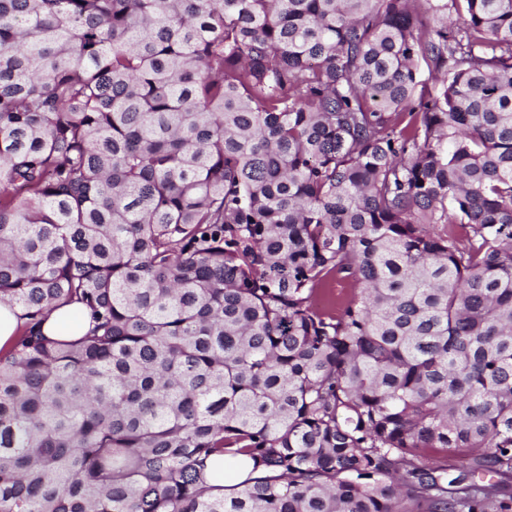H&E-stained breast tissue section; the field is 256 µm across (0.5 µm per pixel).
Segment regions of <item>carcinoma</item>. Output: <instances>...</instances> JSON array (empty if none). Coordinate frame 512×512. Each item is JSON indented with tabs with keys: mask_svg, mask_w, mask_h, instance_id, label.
Listing matches in <instances>:
<instances>
[{
	"mask_svg": "<svg viewBox=\"0 0 512 512\" xmlns=\"http://www.w3.org/2000/svg\"><path fill=\"white\" fill-rule=\"evenodd\" d=\"M0 302V512H512V0H0ZM18 308L0 303V349H8L16 339L18 326L23 323ZM89 324L87 311L75 304L55 310L44 322L42 332L56 340H75L88 331ZM252 469V462H221L215 468V474L210 485L221 487L235 484L245 479Z\"/></svg>",
	"mask_w": 512,
	"mask_h": 512,
	"instance_id": "carcinoma-1",
	"label": "carcinoma"
}]
</instances>
